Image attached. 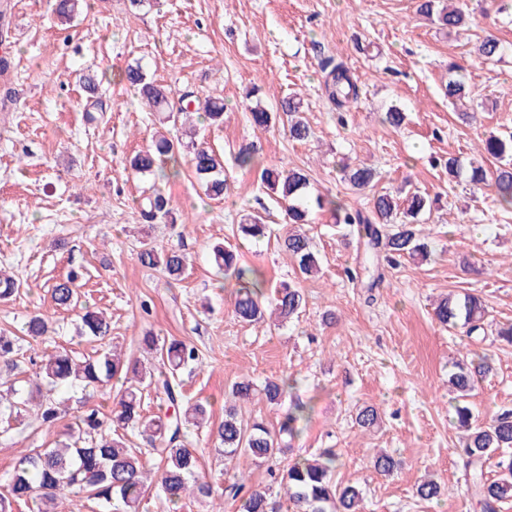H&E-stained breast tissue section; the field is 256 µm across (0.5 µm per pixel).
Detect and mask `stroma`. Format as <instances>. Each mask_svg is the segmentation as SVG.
<instances>
[{
    "instance_id": "1",
    "label": "stroma",
    "mask_w": 512,
    "mask_h": 512,
    "mask_svg": "<svg viewBox=\"0 0 512 512\" xmlns=\"http://www.w3.org/2000/svg\"><path fill=\"white\" fill-rule=\"evenodd\" d=\"M472 18L454 35L420 19L417 0H161L131 11L128 0H87L82 15L60 20L53 0H0V269L22 283L16 297L0 301V328L20 332L34 311L55 328L42 346L92 354L95 342L78 336L84 306L106 312L113 344L138 354V338L153 332L178 338L200 351L198 365L182 376L188 400L209 402L224 415V393L236 381L255 384L289 376L308 403L307 428L295 444L307 457L336 449V479L358 486L364 512H476L465 493L454 448L448 372L467 351L492 354L493 373L470 402L478 418L512 409V347L492 335L467 337L442 327L432 304L446 294L481 296L493 323H512V212L492 193L471 196L448 179L444 162L479 154L488 133L512 131V14L498 0H460ZM510 43L501 61L479 63L474 46L485 34ZM343 60L361 86L345 115L330 108L320 64ZM140 62L148 77L172 89L220 98L224 122L198 124V140L224 155L230 189L224 200L204 194L189 165L164 182L172 220L143 223L136 202L155 182L134 173L129 160L149 147L161 115L149 111L120 75ZM469 73L474 118L459 119L445 94L449 64ZM100 75L96 92L81 74ZM258 87L276 114L255 128L243 100ZM298 93L314 134L288 137L280 100ZM406 113L401 128L384 125L388 105ZM253 144L261 166L283 163L304 170L315 188L354 208L373 191H397L411 183L438 199L420 217L427 260L386 269L373 303L350 281L360 249L329 213L312 214L307 234L322 272L301 281L306 305L283 327L248 326L232 314L233 284L211 266L215 244L236 242L247 214L265 216L274 232L289 229L283 208L265 194L259 168L239 169V145ZM365 164L376 171L375 188L352 191L339 166ZM178 248L188 267L180 283L142 266L143 245ZM246 261L268 284L292 279L294 264L274 243H241ZM82 268L81 305L56 309L49 289L70 269ZM334 311L336 321L323 315ZM375 407L373 428L357 426L359 408ZM56 430L31 428L0 443V475L14 467L23 448H45ZM387 451L399 463L393 474L371 461ZM441 485L439 501L415 493L425 473Z\"/></svg>"
}]
</instances>
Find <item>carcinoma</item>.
<instances>
[{
  "instance_id": "1",
  "label": "carcinoma",
  "mask_w": 512,
  "mask_h": 512,
  "mask_svg": "<svg viewBox=\"0 0 512 512\" xmlns=\"http://www.w3.org/2000/svg\"><path fill=\"white\" fill-rule=\"evenodd\" d=\"M84 0H57L55 13L69 20L77 14ZM417 12L442 29L454 30L468 23L469 15L456 6H445L441 0H419ZM504 45L494 35L485 36L478 46V58L485 64L501 59ZM322 89L330 105L338 112L346 111L359 98V86L351 70L341 61L329 58L321 64ZM445 91L448 98L463 103L470 99L471 86L460 67L451 65ZM122 81L136 89L145 104L155 112L166 113L175 134H160L150 148L135 154L130 167L137 173L149 174L160 180L168 178L165 164L178 163L185 144H191L190 165L203 182L205 195L219 199L229 189L224 174V161L213 149L194 141L184 142V133L178 130L181 119L203 110L213 124L224 120V101L197 100L192 91L172 95L170 87L150 81L140 64H130L122 73ZM253 124L262 129L271 126L275 115L261 102L247 106ZM280 111L288 114V136L294 141H307L313 135L303 117V103L295 95L282 99ZM484 151L498 160L492 169L466 166L454 156L448 157V174L466 182L472 195L487 190L494 192L501 209L512 210V135H490L484 141ZM236 164L244 169L259 165L254 147L245 144L238 149ZM341 180L354 190L369 187L375 171L365 165L340 168ZM260 179L267 194L282 204L291 224H307L315 211L330 213L334 223L343 224L364 247L368 273L367 288L377 287L382 273L374 264L377 253L386 250V259L395 264L401 259L424 256L427 244L421 240V230L415 221L431 209L433 201L416 189L405 199L384 192L373 196L366 209H351L333 196L313 191L310 177L301 169L277 166L262 168ZM168 200L164 191L155 188L138 201L141 216L154 221L167 216ZM245 237H266L267 224L259 214L248 216V222L238 226ZM280 248L296 263L301 277L319 271V259L311 239L304 233H290L280 239ZM213 263L224 278L234 282L232 313L237 321L253 325L264 320L272 310L280 323L285 324L299 316L305 303L298 285L282 282L272 293L265 292L263 273L241 259V252L231 244L217 245L212 251ZM144 267L159 268L166 276L179 281L186 268V256L175 249L144 248L138 254ZM80 274L72 270L50 289L56 307L67 309L77 299ZM437 321L451 328L464 330L471 337L484 331L487 310L482 300L470 293L450 294L434 307ZM50 317L35 313L24 323V336L0 331V439L25 431L36 422L41 427L54 428L65 417L66 410L55 396L58 387H77L81 396L74 421L59 432L50 448H24L18 461L6 478V490L0 492V512H15L20 503L35 506L34 512H55L58 501L79 494L100 502L104 512L121 505V512H140L141 504L150 491H155L167 507L179 504L192 495L216 502L221 510L223 493L198 478L199 457L189 447L184 429L187 425L203 426L210 413L201 402L183 401L179 371L199 362V350L193 344L179 339L159 340L147 333L140 339L143 349L155 354L158 364L146 365L135 357H122L117 349H102L82 358L65 349L34 354L28 357L34 387L27 391L17 388L12 372L19 368L23 357L22 341L35 343L45 340ZM78 333L95 342H103L111 335V325L103 313L87 309L80 316ZM449 383L459 393L461 401L454 408L455 421L463 431L454 453L462 462L467 492L475 499L480 512H501L502 504L512 500V410H502L483 422L478 421L464 402L480 381L491 374L493 367L488 354L463 359L456 365ZM123 377L122 386L112 399V410L106 415L94 403V398L107 389L112 380ZM296 388V380L285 377L267 380L260 388L253 382L239 381L230 389L232 404L224 407V419L211 429L218 442V451L227 460L240 455L257 463H265L293 448L303 434L308 421V406L299 399H291L287 413L272 432L263 421L250 423L239 418L237 404L255 399L279 405ZM155 391L169 403L173 413L149 415L144 409L146 393ZM379 421L376 408L367 406L356 415V423L370 429ZM130 431L148 444L133 448L130 439L119 430ZM498 455V476L487 477L485 464ZM339 457L334 448H321L310 458L299 457L280 470H269L272 483L279 485L287 498L282 502L270 489H246L244 479L230 486L238 512H363L361 490L351 484H339L335 472ZM441 494L440 485L424 479L416 486V495L423 501H432Z\"/></svg>"
}]
</instances>
